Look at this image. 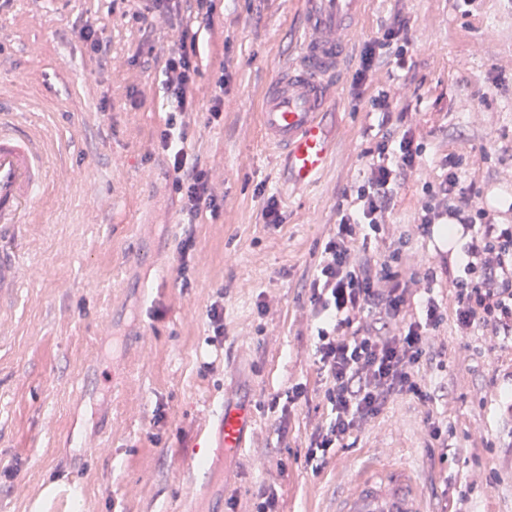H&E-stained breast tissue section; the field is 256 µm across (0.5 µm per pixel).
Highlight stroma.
I'll use <instances>...</instances> for the list:
<instances>
[{
	"label": "stroma",
	"instance_id": "stroma-1",
	"mask_svg": "<svg viewBox=\"0 0 512 512\" xmlns=\"http://www.w3.org/2000/svg\"><path fill=\"white\" fill-rule=\"evenodd\" d=\"M215 5L210 27L186 14L138 19V0L121 10L112 0H12L0 10V103L25 106L50 179L31 223L1 247L24 277L0 317V512H181L192 497L222 512L228 496L252 512L262 485L275 486L280 512H336L355 469L388 454L416 464L431 512H512V341L460 336L448 324L438 332L443 363L425 377L429 406L396 398L352 447L317 470L305 461L328 416L307 288L336 199L362 182V152L378 139L366 97L379 87L403 96L427 143L391 223H413L423 183L449 154L463 158L480 197L512 200V0H368L336 106L321 117L330 155L310 186L287 179L257 117L295 51L297 0ZM399 12L413 26L408 66L380 64L356 98L360 50ZM185 26L199 46L189 141L222 204L194 227L186 288L182 202L158 146L163 66ZM85 27L109 41V65L78 38ZM144 39L146 58L135 54ZM221 76L224 118L213 123ZM271 196L285 217L276 228L262 217ZM217 300L224 342L213 346L207 310ZM298 382L306 400L286 417L270 413V395ZM224 401L252 404V447L212 454L223 484L189 485L178 465L193 454L199 418ZM430 420L446 448L432 447Z\"/></svg>",
	"mask_w": 512,
	"mask_h": 512
}]
</instances>
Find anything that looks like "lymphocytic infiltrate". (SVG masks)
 Here are the masks:
<instances>
[{"instance_id": "lymphocytic-infiltrate-1", "label": "lymphocytic infiltrate", "mask_w": 512, "mask_h": 512, "mask_svg": "<svg viewBox=\"0 0 512 512\" xmlns=\"http://www.w3.org/2000/svg\"><path fill=\"white\" fill-rule=\"evenodd\" d=\"M411 42L409 20L395 15L380 37L364 44L353 87L361 88L381 59L405 69ZM197 52L195 38L184 33L165 62L173 111L159 135L174 190L184 202L182 276L189 270L194 224L206 214L218 217L220 211L209 191L208 171L186 149L183 116L196 107L189 89L197 74ZM369 104L381 117L382 136L364 151L366 179L341 193L335 228L308 288L310 313L319 323L316 354L330 406L328 422L310 435V462L344 447L394 398L411 395L430 401L421 371L445 354L435 336L444 320L462 334L481 329L512 338V205L499 211L477 205L473 185L462 177L461 159L452 156L441 179L423 184L414 232L389 223L397 189L416 171L426 145L409 124V106L401 98L381 89ZM439 226L465 239V248L438 252L435 266L419 273L403 249L412 234L425 237ZM370 240L389 242V252L360 256V245ZM441 279L450 288L445 301L434 294Z\"/></svg>"}]
</instances>
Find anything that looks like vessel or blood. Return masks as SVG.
<instances>
[{"instance_id":"b4317fda","label":"vessel or blood","mask_w":512,"mask_h":512,"mask_svg":"<svg viewBox=\"0 0 512 512\" xmlns=\"http://www.w3.org/2000/svg\"><path fill=\"white\" fill-rule=\"evenodd\" d=\"M366 0H298L302 24L293 59L267 87L258 113L262 139L281 150L288 172L313 184L324 168L329 145L320 118L331 108L336 73ZM47 183L41 138L23 130L12 111L0 112V241L29 223L37 194ZM22 269L15 257L0 252V314L14 306ZM256 417L250 406L212 409L199 423L193 446L204 454L214 439L243 454L245 435ZM336 512H427L414 465L373 459L357 470L353 487Z\"/></svg>"}]
</instances>
